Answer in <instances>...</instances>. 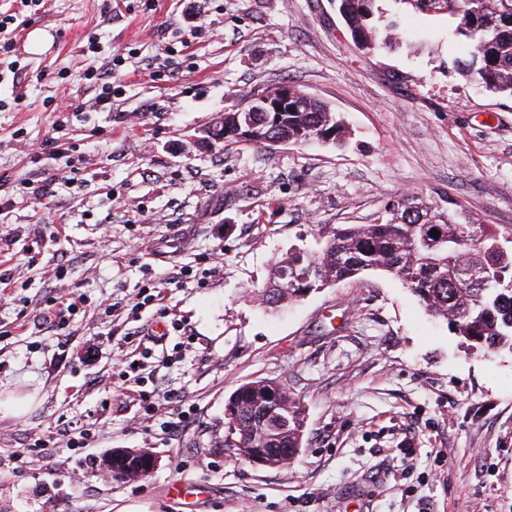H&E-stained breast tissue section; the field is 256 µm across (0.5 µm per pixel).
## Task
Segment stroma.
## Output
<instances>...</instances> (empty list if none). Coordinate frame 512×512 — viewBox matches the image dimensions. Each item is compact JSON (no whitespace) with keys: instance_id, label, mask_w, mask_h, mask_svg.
<instances>
[{"instance_id":"1","label":"stroma","mask_w":512,"mask_h":512,"mask_svg":"<svg viewBox=\"0 0 512 512\" xmlns=\"http://www.w3.org/2000/svg\"><path fill=\"white\" fill-rule=\"evenodd\" d=\"M378 5L406 44L377 55L331 0H44L18 32L0 57V398L36 402L0 414V512H512V355L470 352L385 272L260 303L291 247L385 219L403 194L512 226V99L457 73L448 0ZM99 67L111 110H61L96 96L85 75ZM284 83L339 114L344 146L207 137ZM181 267L186 284L137 306L139 287ZM62 284L83 297L66 336L40 315ZM164 315L189 340L152 343ZM260 379L305 409L282 468L224 446L229 396ZM67 422L96 428L88 447H66ZM115 448L158 467L115 482L100 467Z\"/></svg>"}]
</instances>
